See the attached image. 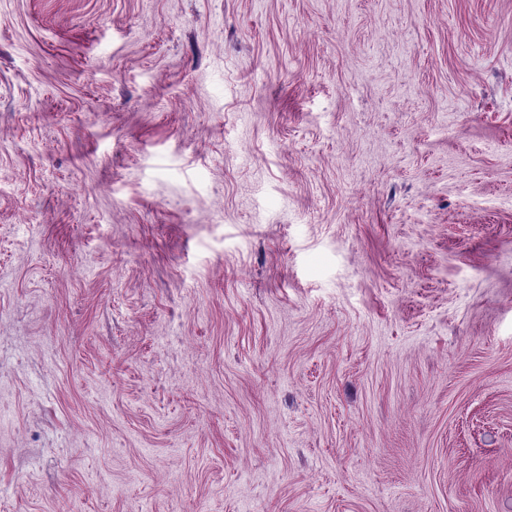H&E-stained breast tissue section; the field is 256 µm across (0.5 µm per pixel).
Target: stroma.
Returning <instances> with one entry per match:
<instances>
[{
	"instance_id": "1",
	"label": "stroma",
	"mask_w": 512,
	"mask_h": 512,
	"mask_svg": "<svg viewBox=\"0 0 512 512\" xmlns=\"http://www.w3.org/2000/svg\"><path fill=\"white\" fill-rule=\"evenodd\" d=\"M0 512H512V0H0Z\"/></svg>"
}]
</instances>
